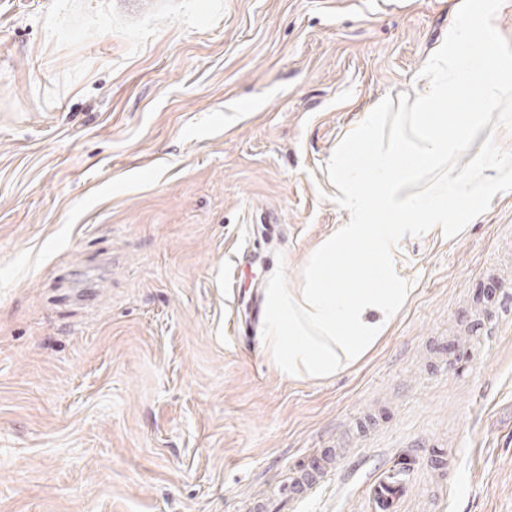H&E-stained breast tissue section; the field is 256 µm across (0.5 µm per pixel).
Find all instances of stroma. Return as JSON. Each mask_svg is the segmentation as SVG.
Returning a JSON list of instances; mask_svg holds the SVG:
<instances>
[{
  "mask_svg": "<svg viewBox=\"0 0 512 512\" xmlns=\"http://www.w3.org/2000/svg\"><path fill=\"white\" fill-rule=\"evenodd\" d=\"M460 0H0V512H512V191L407 237L412 292L325 381L260 345L344 223L326 165L412 93ZM335 461L331 457L314 459L308 467L289 471L288 487L295 504L311 497L334 476ZM405 489L397 470L383 472L368 488L371 512H398Z\"/></svg>",
  "mask_w": 512,
  "mask_h": 512,
  "instance_id": "obj_1",
  "label": "stroma"
}]
</instances>
